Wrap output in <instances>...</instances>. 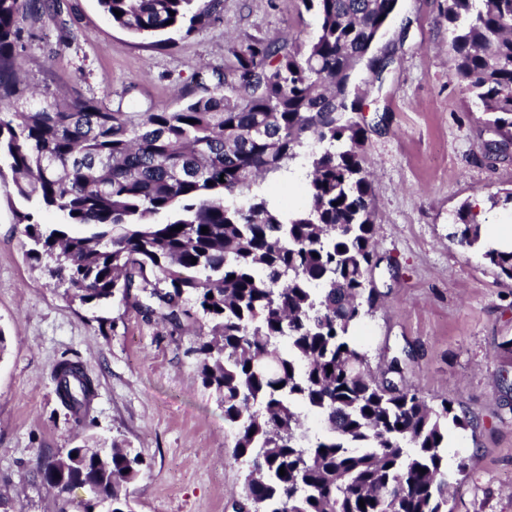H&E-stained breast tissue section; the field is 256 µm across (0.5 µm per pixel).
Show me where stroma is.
Listing matches in <instances>:
<instances>
[{"label": "stroma", "mask_w": 512, "mask_h": 512, "mask_svg": "<svg viewBox=\"0 0 512 512\" xmlns=\"http://www.w3.org/2000/svg\"><path fill=\"white\" fill-rule=\"evenodd\" d=\"M61 16L35 30L22 62L39 90L76 91L126 112L175 109L200 95L195 74L221 65L241 41L311 40L314 13L300 0H223L221 24L159 43L113 24L98 0H64ZM446 0H398L376 52L381 76L358 68L351 89L366 130L379 263L377 303L358 330L376 375L393 357L429 404L452 402L474 422L448 432L454 512H512V280L453 233L460 207L481 224H512V148L495 156L496 134L466 85L448 79ZM310 162L257 182L279 206L306 204ZM23 227L0 190V495L11 512H82L84 490L59 494L43 482V452L66 454L101 440L146 465L128 492L134 512H235L245 465L234 431L204 387L191 348L202 329L172 332L132 305H82L26 259ZM64 358L80 362L95 394L85 421L61 405L53 380Z\"/></svg>", "instance_id": "stroma-1"}]
</instances>
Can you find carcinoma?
Listing matches in <instances>:
<instances>
[{
	"label": "carcinoma",
	"mask_w": 512,
	"mask_h": 512,
	"mask_svg": "<svg viewBox=\"0 0 512 512\" xmlns=\"http://www.w3.org/2000/svg\"><path fill=\"white\" fill-rule=\"evenodd\" d=\"M300 2L319 16L312 42H240L230 65L196 72L205 95L176 110L124 112L67 93L27 95L19 71L31 30L60 15L61 3L0 0V187L21 202L27 256L51 262L71 301L106 304L136 291L147 321L178 331L194 311L209 323L194 352L236 429L233 457L248 463L240 512H448V426L472 421L446 400L431 407L412 387L374 376L354 336L377 300L368 277L378 260L349 81L397 0ZM99 3L137 36H188L223 21L218 0ZM446 13L448 75L473 92L505 147L512 0H448ZM310 137L320 148L310 153L303 208L283 210L252 191ZM41 210L61 223L38 222ZM459 220L458 242L475 245L463 209ZM64 224L90 232L72 236ZM485 256L512 279V251ZM53 378L61 404L83 420L93 379L70 359ZM304 411L323 434L301 430ZM143 465L115 445L100 457L77 445L44 454L39 472L54 489L86 490L84 512L105 499L112 512H131L127 489Z\"/></svg>",
	"instance_id": "carcinoma-1"
}]
</instances>
